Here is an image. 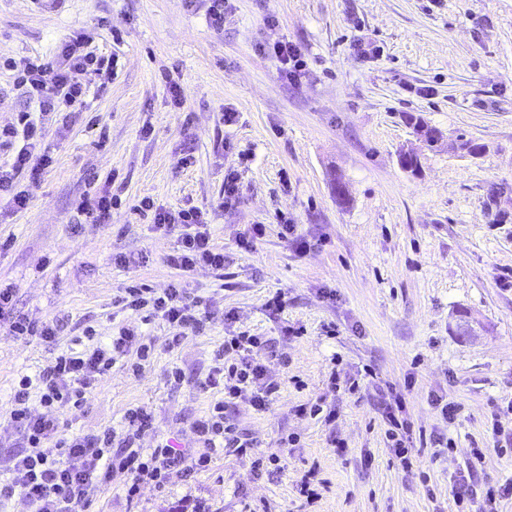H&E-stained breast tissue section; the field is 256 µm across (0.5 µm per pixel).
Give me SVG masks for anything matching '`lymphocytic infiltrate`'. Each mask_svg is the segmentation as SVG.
Here are the masks:
<instances>
[{
	"label": "lymphocytic infiltrate",
	"instance_id": "f902f5d3",
	"mask_svg": "<svg viewBox=\"0 0 512 512\" xmlns=\"http://www.w3.org/2000/svg\"><path fill=\"white\" fill-rule=\"evenodd\" d=\"M19 67L20 86L34 110L20 113L16 125L0 129V145L15 148L11 158L0 163V200L18 212L29 202L28 192L17 187L19 179L38 181L53 164L43 142L46 124H55L58 133L69 132L78 118L74 106L88 91L85 75L107 72L110 65L76 37L62 42L55 57L40 62L24 59ZM136 209L150 215L156 229L176 236L177 246L166 257L168 265L183 272L199 267L223 270L224 252L213 243L200 209L170 211L148 198L139 201ZM14 296V288L0 289V321L6 323L9 335L54 342L57 324L14 315ZM117 302L133 314L158 317L175 328V335L164 345L169 352L178 348L182 331L203 334L220 312L212 297L179 283L159 294L132 284ZM84 335L89 342L82 349L61 352L35 374L21 376L14 387L8 424L17 432L19 446L0 466V501L18 495L29 512H89L97 493L116 474L125 475V495L131 502L139 499L144 486L162 490L188 482L218 456L251 452L254 443L239 430L232 413L241 404L266 412L280 392L264 363L267 342L241 333L225 337L204 377L203 388L220 393L221 398L192 423V446L177 448L161 442L141 447L143 433L153 426L152 412L144 406L127 410L124 433L108 429L68 435L61 419L64 409L81 408L120 359L136 356L132 369L137 372L155 353L154 343L145 341L134 326L120 328L104 341L94 339L89 329ZM50 442L55 452L46 451ZM484 459V449H468L465 467L452 480L454 501H468L470 512H498V500L512 498L511 480L487 489L475 482L474 473Z\"/></svg>",
	"mask_w": 512,
	"mask_h": 512
}]
</instances>
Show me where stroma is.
Wrapping results in <instances>:
<instances>
[{"label": "stroma", "mask_w": 512, "mask_h": 512, "mask_svg": "<svg viewBox=\"0 0 512 512\" xmlns=\"http://www.w3.org/2000/svg\"><path fill=\"white\" fill-rule=\"evenodd\" d=\"M206 9L205 0H58L48 10L0 0V126L28 108L7 60L51 58L62 39L83 36L114 62L108 84L87 76L90 106L75 126L48 132L54 163L30 185L27 209L0 207V237L14 240L0 252V281L14 287L16 311L67 320L54 345L0 331V417L19 375L85 327L104 337L130 324L155 343L154 357L137 374L131 358L119 361L67 412L68 432L121 429L126 410L144 405L155 424L143 447L189 439L215 400L201 386L214 350L247 332L270 339L268 374L281 389L268 412L240 408L236 423L285 467L257 474L252 457L221 456L192 483L144 489L133 503L118 476L93 512H168L186 494L218 512H296V483L309 469L322 484L311 512H454L450 479L468 448L486 451L479 482L512 478L490 429L497 403L512 397V0H228L220 30ZM278 39L304 52L302 82L288 83L259 52ZM167 70L180 78L182 107L170 102ZM409 114L443 141L423 144ZM461 133L482 155L449 151ZM403 149L419 154V174L401 168ZM231 169L240 199L222 208ZM111 173L122 200L111 223L78 225L85 198ZM145 197L203 210L223 272L169 267L175 237L133 211ZM283 218L310 250L283 237ZM254 224L265 235L242 250ZM116 253L134 254L136 266L115 265ZM181 279L204 295L223 292L224 314L168 352L172 328L141 324L116 298L135 282L160 291ZM278 291L283 307L269 309ZM175 367L178 386L168 381ZM390 388L404 391L415 431L448 435L455 451L435 457L415 445L400 465L379 409ZM434 394L462 405L454 424ZM319 399L335 405V422L295 413Z\"/></svg>", "instance_id": "stroma-1"}]
</instances>
